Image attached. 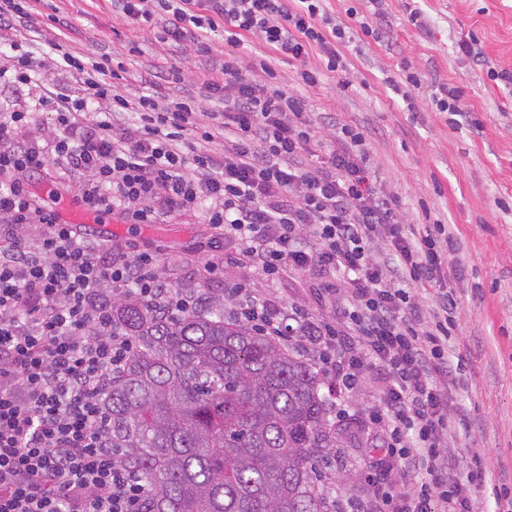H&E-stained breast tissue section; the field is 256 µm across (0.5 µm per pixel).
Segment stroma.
Here are the masks:
<instances>
[{
  "instance_id": "1",
  "label": "stroma",
  "mask_w": 512,
  "mask_h": 512,
  "mask_svg": "<svg viewBox=\"0 0 512 512\" xmlns=\"http://www.w3.org/2000/svg\"><path fill=\"white\" fill-rule=\"evenodd\" d=\"M419 5L428 17L423 28L407 22L405 0H386L383 40L369 38L347 47V75L323 73L312 88L297 83V63L266 47L254 50L251 60L270 64L276 83L303 100L320 134H329L336 124L364 133L369 178L396 200L405 223L438 222L452 229L457 245L447 262L458 275L449 283L456 307L448 357L453 401L469 409L470 419L467 428L449 433L448 447L459 456L479 455L512 496V94L456 48L460 37L475 34L491 65L512 70V0H419ZM55 11L78 30L76 52L106 55L123 64L124 92L131 96L139 92V73L174 67L184 75L176 94H201L205 81L215 76L205 60L224 58L223 31L212 33L203 49L190 42L171 47L113 15L109 0H42L35 15V51H45L46 40L55 35L47 19ZM402 63L425 77L411 112L384 83L386 77L398 76ZM346 78L351 87H343ZM77 80L76 74L50 66L23 93L1 85L0 100L10 110L28 113L26 133L37 137L53 124L50 112L40 105L45 91H72ZM448 82L464 89L473 122L453 124L448 113L432 111L433 85ZM207 233L200 215L187 213L125 233L104 226L90 230L89 237L150 248L172 286L216 295L220 284L202 282L192 271L200 260L196 245ZM224 280L244 283L252 297L299 308L338 328L343 325V296L334 290L333 275L296 271L272 280L228 259ZM382 385L381 377L367 369L353 388L342 391L329 383L323 389L337 409L365 430V442L344 449L333 467L344 512L370 500L376 489L368 463L377 454L371 444L376 437L372 417Z\"/></svg>"
}]
</instances>
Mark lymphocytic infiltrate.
<instances>
[{"mask_svg":"<svg viewBox=\"0 0 512 512\" xmlns=\"http://www.w3.org/2000/svg\"><path fill=\"white\" fill-rule=\"evenodd\" d=\"M110 2L113 13L159 29L160 41L175 46H204L223 29L224 80L206 84L221 93L222 108L207 116L197 98L166 96L165 86L183 79L178 69L146 76L139 95L128 97L107 58L71 50L69 23L57 15L62 36L37 55L28 37L35 0H0V30L15 33V91L48 61L79 77L74 91L44 97L55 114L45 139L24 137L27 113H0V512H133L144 486L113 453L101 407L134 347L112 327V300L133 297L171 318L199 303L168 286L152 253L90 243L42 206L32 185L52 167L76 203L129 224L201 212L212 248H235L241 265L269 278L340 274L344 332L245 298L241 286L228 293L242 297L239 319L263 335L314 346L340 386L351 387L364 363L382 371L373 422L384 453L372 467L381 479L399 472L410 490L378 493L375 512H474L472 485L495 477L480 456L462 464L448 449L449 429L468 417L448 406L455 301L438 290L418 304L406 291L443 276L452 234L436 238L403 224L369 182L364 134L344 126L324 142L302 101L244 62L254 35L299 62L302 85L315 86L325 70L347 73L346 44L381 39L384 0H367L362 13L348 7L351 27L324 0ZM313 54L315 67L307 63Z\"/></svg>","mask_w":512,"mask_h":512,"instance_id":"lymphocytic-infiltrate-1","label":"lymphocytic infiltrate"}]
</instances>
